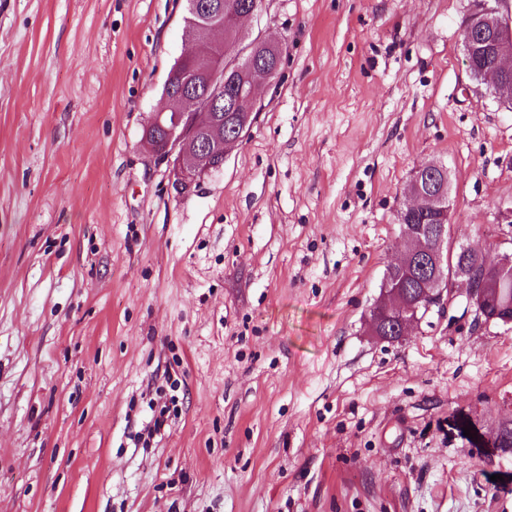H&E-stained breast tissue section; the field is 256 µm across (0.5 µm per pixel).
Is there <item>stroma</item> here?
<instances>
[{"instance_id": "1", "label": "stroma", "mask_w": 512, "mask_h": 512, "mask_svg": "<svg viewBox=\"0 0 512 512\" xmlns=\"http://www.w3.org/2000/svg\"><path fill=\"white\" fill-rule=\"evenodd\" d=\"M473 7L262 0L279 73L180 194L142 129L183 0H0V512H512V324L459 282L400 340L366 323L421 165L453 244L512 250Z\"/></svg>"}]
</instances>
